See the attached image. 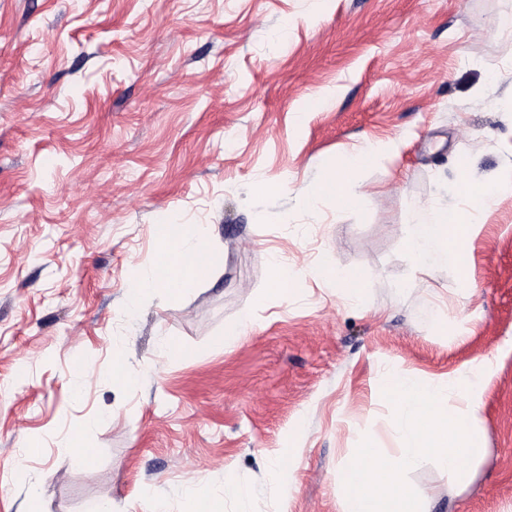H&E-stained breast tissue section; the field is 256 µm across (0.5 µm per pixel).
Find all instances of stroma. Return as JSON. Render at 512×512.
Wrapping results in <instances>:
<instances>
[{
	"mask_svg": "<svg viewBox=\"0 0 512 512\" xmlns=\"http://www.w3.org/2000/svg\"><path fill=\"white\" fill-rule=\"evenodd\" d=\"M511 11L0 0V512H195L193 476L254 487L224 512H342L336 474L361 438L400 445L384 370L439 380L490 353L475 484L456 493L429 464L408 482L428 512H512V195L477 213L469 281L438 256L419 274L405 248L427 205H460L458 159L512 178ZM395 140L398 154L348 168ZM328 159L365 208L301 203ZM265 180L276 194L256 192ZM160 212L211 225L224 271L132 312L130 264L152 260ZM275 257L293 273L285 295L268 291ZM327 266L355 278L360 305ZM118 351L135 385L109 380ZM78 430L92 459L70 446ZM279 455L286 482L265 469Z\"/></svg>",
	"mask_w": 512,
	"mask_h": 512,
	"instance_id": "obj_1",
	"label": "stroma"
}]
</instances>
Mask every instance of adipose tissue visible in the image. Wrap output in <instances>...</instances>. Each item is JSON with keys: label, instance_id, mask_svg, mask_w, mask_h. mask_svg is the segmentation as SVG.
I'll list each match as a JSON object with an SVG mask.
<instances>
[{"label": "adipose tissue", "instance_id": "obj_1", "mask_svg": "<svg viewBox=\"0 0 512 512\" xmlns=\"http://www.w3.org/2000/svg\"><path fill=\"white\" fill-rule=\"evenodd\" d=\"M459 189L469 201V208L439 207L430 211V234L409 236L406 247L420 269L429 266L431 250H438L452 267L459 279H468L472 251L481 226L470 212L494 198L505 186L499 181L478 182L467 175V163H459ZM326 196L345 201L352 208L364 207L368 196L346 187L334 165L323 168L320 178L303 189L301 199L313 206ZM159 239L153 260L146 265L132 268L129 282L131 301L150 294L179 297L193 292L204 282L217 277L224 269V254L220 251L200 249L199 244L208 238V228L203 224H176L166 216H159Z\"/></svg>", "mask_w": 512, "mask_h": 512}]
</instances>
